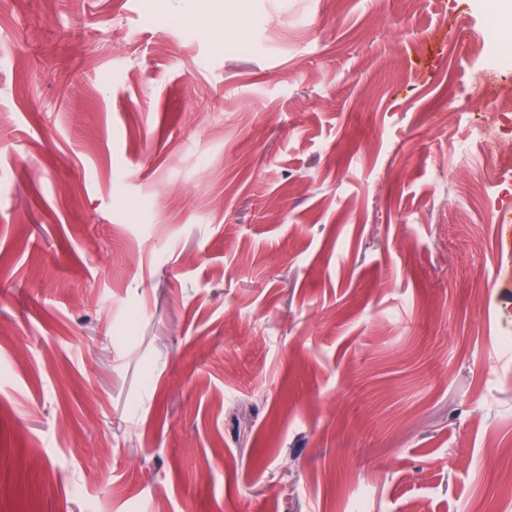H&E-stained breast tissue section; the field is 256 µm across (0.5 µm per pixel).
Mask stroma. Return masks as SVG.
Wrapping results in <instances>:
<instances>
[{"mask_svg": "<svg viewBox=\"0 0 512 512\" xmlns=\"http://www.w3.org/2000/svg\"><path fill=\"white\" fill-rule=\"evenodd\" d=\"M491 9L0 0V507L512 512ZM493 108L496 112L490 113L492 118H487L484 114L481 121L472 126L471 132L472 137L483 144L486 154L497 160L501 155L511 150L510 140L504 138L500 130L502 119H512V87L501 89L494 100ZM497 125L499 126V132L495 133Z\"/></svg>", "mask_w": 512, "mask_h": 512, "instance_id": "stroma-1", "label": "stroma"}]
</instances>
